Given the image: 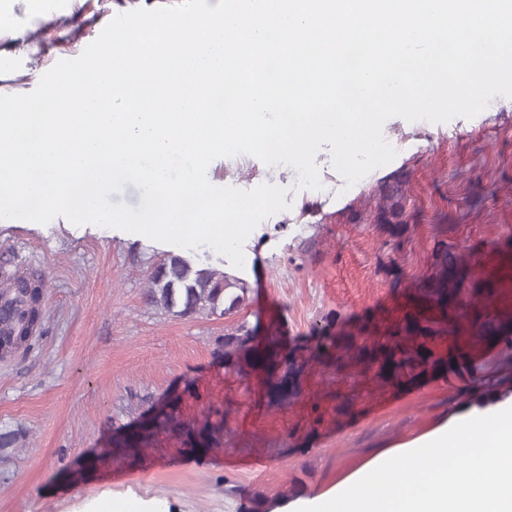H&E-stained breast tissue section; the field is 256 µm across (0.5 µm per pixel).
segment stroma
Masks as SVG:
<instances>
[{
  "label": "stroma",
  "instance_id": "35a3bbf8",
  "mask_svg": "<svg viewBox=\"0 0 512 512\" xmlns=\"http://www.w3.org/2000/svg\"><path fill=\"white\" fill-rule=\"evenodd\" d=\"M174 2L0 0V94L35 90L116 14ZM383 136L403 162L350 187L321 150L322 190L295 191L289 210L249 234L243 251L255 263L245 270L205 246L130 241L61 216L0 222V268L46 284L42 330L0 357V431L19 434L0 455V512H71L91 496L154 499L163 512H240L258 496L281 512L463 409L512 396V351L478 341L467 324L434 349L468 353L474 377L397 387L356 358L361 346L390 344L409 317L442 320L422 295L441 245L469 259L465 298L482 301L484 318L512 323V98L440 125L392 117ZM296 177L248 154L214 160L207 175L244 190ZM178 252L245 280V305L191 318L147 305L149 274ZM242 324L304 361L287 400H270L265 374L218 356L219 339ZM172 394L176 418L209 425L214 448L188 454L162 429L140 455L116 446Z\"/></svg>",
  "mask_w": 512,
  "mask_h": 512
}]
</instances>
